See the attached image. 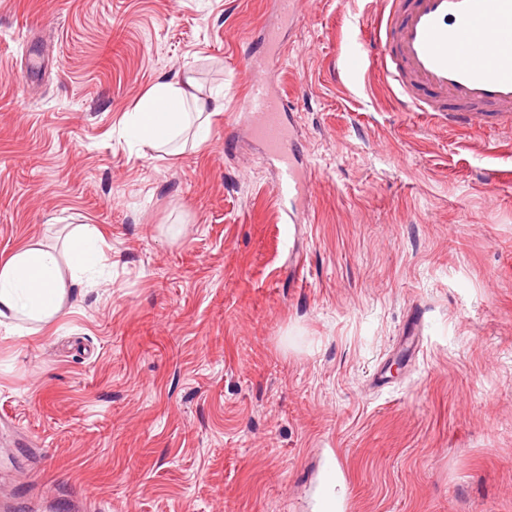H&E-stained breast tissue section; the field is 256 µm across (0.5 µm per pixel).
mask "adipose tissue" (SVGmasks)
<instances>
[{"instance_id": "obj_1", "label": "adipose tissue", "mask_w": 512, "mask_h": 512, "mask_svg": "<svg viewBox=\"0 0 512 512\" xmlns=\"http://www.w3.org/2000/svg\"><path fill=\"white\" fill-rule=\"evenodd\" d=\"M219 109L218 98L193 78L162 79L126 113L125 126L140 146L177 155L208 140ZM105 247L89 224L74 227L61 248L35 237L17 246L0 260V325L30 333L61 319L75 284L103 265Z\"/></svg>"}]
</instances>
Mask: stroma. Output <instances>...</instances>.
I'll return each instance as SVG.
<instances>
[{
  "mask_svg": "<svg viewBox=\"0 0 512 512\" xmlns=\"http://www.w3.org/2000/svg\"><path fill=\"white\" fill-rule=\"evenodd\" d=\"M377 0H303L275 90L305 223L236 115L270 0H0V258L92 224L96 284L0 326V493L104 512H512V137L398 111ZM217 95L159 157L123 116L160 77Z\"/></svg>",
  "mask_w": 512,
  "mask_h": 512,
  "instance_id": "stroma-1",
  "label": "stroma"
}]
</instances>
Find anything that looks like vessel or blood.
<instances>
[{"label": "vessel or blood", "mask_w": 512, "mask_h": 512, "mask_svg": "<svg viewBox=\"0 0 512 512\" xmlns=\"http://www.w3.org/2000/svg\"><path fill=\"white\" fill-rule=\"evenodd\" d=\"M375 19L376 64L405 112H446L478 133L512 131V0H383ZM276 24L263 27L266 55H250L257 71L241 107L244 123L279 167L278 193L297 203L288 215L302 223L312 172L297 166L299 143L286 125L285 101L263 73L284 56L283 31L300 18L301 0H273Z\"/></svg>", "instance_id": "b4317fda"}]
</instances>
